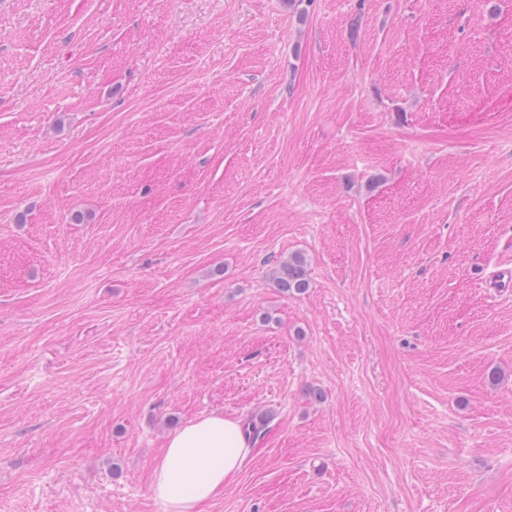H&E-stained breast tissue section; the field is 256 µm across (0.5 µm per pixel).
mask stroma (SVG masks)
Masks as SVG:
<instances>
[{
  "label": "stroma",
  "mask_w": 512,
  "mask_h": 512,
  "mask_svg": "<svg viewBox=\"0 0 512 512\" xmlns=\"http://www.w3.org/2000/svg\"><path fill=\"white\" fill-rule=\"evenodd\" d=\"M510 141L512 0H0V512H512ZM308 260L304 253H294L287 261L271 270L270 276L279 288L300 294L308 287ZM250 453L238 418L212 414L170 434L149 478V490L166 512H199L224 495Z\"/></svg>",
  "instance_id": "obj_1"
}]
</instances>
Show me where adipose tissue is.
<instances>
[{
    "label": "adipose tissue",
    "mask_w": 512,
    "mask_h": 512,
    "mask_svg": "<svg viewBox=\"0 0 512 512\" xmlns=\"http://www.w3.org/2000/svg\"><path fill=\"white\" fill-rule=\"evenodd\" d=\"M250 453L240 419L212 414L170 434L149 478V490L165 512H199L220 498Z\"/></svg>",
    "instance_id": "ef3b65f1"
}]
</instances>
